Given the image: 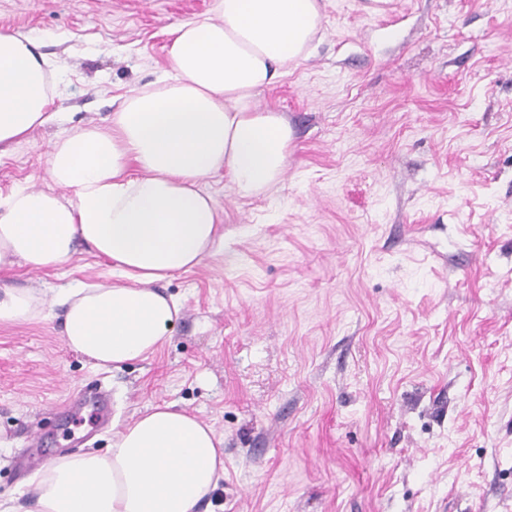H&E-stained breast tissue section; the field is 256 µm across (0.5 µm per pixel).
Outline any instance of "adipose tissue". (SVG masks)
Returning <instances> with one entry per match:
<instances>
[{
	"label": "adipose tissue",
	"mask_w": 512,
	"mask_h": 512,
	"mask_svg": "<svg viewBox=\"0 0 512 512\" xmlns=\"http://www.w3.org/2000/svg\"><path fill=\"white\" fill-rule=\"evenodd\" d=\"M321 20L320 0H215L212 16L171 28V75L125 96L108 124L51 142V188L0 192V271L58 268L81 245L112 262L116 280L58 295L71 349L118 369L163 344L181 303L159 282L201 264L220 239L201 184L222 173L257 197L281 180L293 130L257 96L308 57ZM58 89L36 38L0 29V165L63 120L51 108ZM43 312L36 289L0 288V322ZM223 475V436L156 404L113 432L106 452L37 471L24 512H199Z\"/></svg>",
	"instance_id": "1"
}]
</instances>
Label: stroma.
Instances as JSON below:
<instances>
[{
  "label": "stroma",
  "instance_id": "obj_1",
  "mask_svg": "<svg viewBox=\"0 0 512 512\" xmlns=\"http://www.w3.org/2000/svg\"><path fill=\"white\" fill-rule=\"evenodd\" d=\"M307 59L264 89L294 130L267 195L204 188L223 239L162 282L182 309L121 369L62 338V308L0 323V502L56 457L171 402L224 437L209 512H512V0H322ZM215 0H0L62 74V124L0 166L49 188L57 134L170 70L167 29ZM78 250L0 285L111 278ZM112 397V425L73 416Z\"/></svg>",
  "mask_w": 512,
  "mask_h": 512
}]
</instances>
